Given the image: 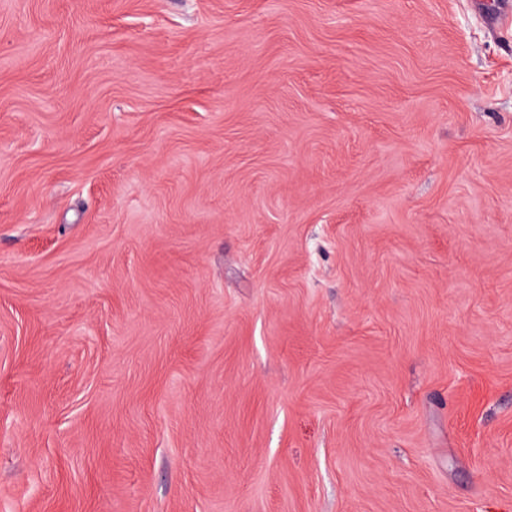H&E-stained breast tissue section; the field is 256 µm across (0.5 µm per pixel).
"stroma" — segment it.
<instances>
[{"instance_id":"stroma-1","label":"stroma","mask_w":512,"mask_h":512,"mask_svg":"<svg viewBox=\"0 0 512 512\" xmlns=\"http://www.w3.org/2000/svg\"><path fill=\"white\" fill-rule=\"evenodd\" d=\"M0 512H512V0H0Z\"/></svg>"}]
</instances>
